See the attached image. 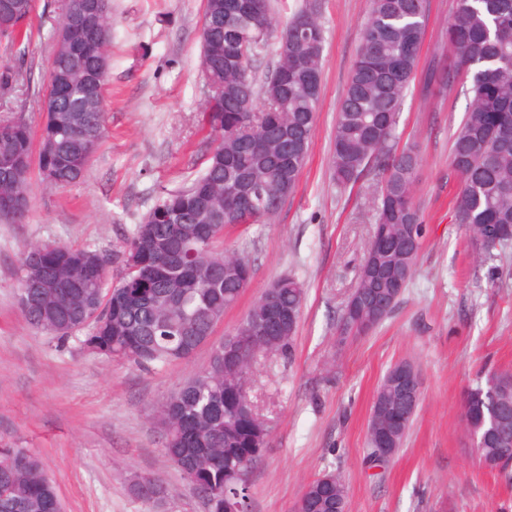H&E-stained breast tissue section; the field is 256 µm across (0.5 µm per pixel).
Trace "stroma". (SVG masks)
Returning <instances> with one entry per match:
<instances>
[{"instance_id":"35a3bbf8","label":"stroma","mask_w":512,"mask_h":512,"mask_svg":"<svg viewBox=\"0 0 512 512\" xmlns=\"http://www.w3.org/2000/svg\"><path fill=\"white\" fill-rule=\"evenodd\" d=\"M456 9L457 0H427L419 70L448 66L439 48ZM320 13L322 94L308 160L275 216L245 234L225 230L226 246L251 258V286L191 359L146 370L103 360L74 339L57 342L31 327L16 304L27 243L118 249L162 193L201 173L212 147L201 122L203 0H112L107 136L69 187L47 188L31 172L27 222L0 224V446L39 455L64 512H147L127 491L132 471L165 481L170 496L159 512H204L163 453L156 404L207 365L213 346L282 277L299 281L306 295L291 359L258 361L249 379L269 427L250 475V512H294L306 484L327 471L345 479L352 512H512V469L481 467L461 416L462 397L483 370L512 373V244L475 263L454 216L460 184L449 155L471 97L460 85L427 100L419 84L406 92L398 132L416 143L420 158L417 273L374 331L339 341L338 315L371 236L376 178L338 186L329 159L368 0H321ZM59 16L58 0H36L26 56L0 39V67L20 64L31 73L28 91L0 89V118L8 103L40 126L38 92L48 81ZM401 361L420 374L421 403L399 453L374 466L367 459L371 402Z\"/></svg>"}]
</instances>
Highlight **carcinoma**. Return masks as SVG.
I'll use <instances>...</instances> for the list:
<instances>
[{
  "mask_svg": "<svg viewBox=\"0 0 512 512\" xmlns=\"http://www.w3.org/2000/svg\"><path fill=\"white\" fill-rule=\"evenodd\" d=\"M204 0L200 68L224 84V97L206 101V123L219 141L203 172L166 193L134 225L116 253L68 246L50 250L25 245L18 269V308L36 329L59 342L80 339L105 359L165 367L190 359L206 343L224 312L249 287L253 268L245 253L224 246V229L250 227L272 218L297 183L315 133L321 100V51L325 29L318 0H302L276 31L271 0ZM14 7L19 21L0 38L31 41L33 0H0V17ZM49 71L62 77L64 108L51 114L34 137L19 114L0 119V223L22 224L30 212V172L55 188L77 182L106 134L103 91L112 40V0H61ZM426 20V0H369L360 49L336 111L331 168L336 184L378 178L374 233L358 269L351 300L339 315L340 341L372 332L389 315L417 272L423 228L413 187L418 154L398 151L396 139L405 93L416 79ZM446 44L455 68H428L423 97L469 80L472 105L454 133L450 167L460 190L456 219L473 253L490 256L512 241L496 240L490 226L512 229V0H458ZM274 53L275 65L259 75L254 63ZM28 84L22 68L0 72V87ZM122 273L112 279V264ZM305 292L284 277L263 292L234 331L251 337L247 352L211 351L208 365L158 403L155 423L168 461L209 503V512H248L249 474L267 446L269 428L249 413L248 384L258 357H283L291 348ZM389 369L375 396L392 429L408 415ZM504 375L490 372L468 390L469 411L479 414ZM501 437L479 444L480 458L512 466V447ZM127 478L128 492L150 508L157 497ZM348 497L334 471L304 489L303 512H335ZM0 512H62L55 481L27 448L0 447Z\"/></svg>",
  "mask_w": 512,
  "mask_h": 512,
  "instance_id": "carcinoma-1",
  "label": "carcinoma"
}]
</instances>
